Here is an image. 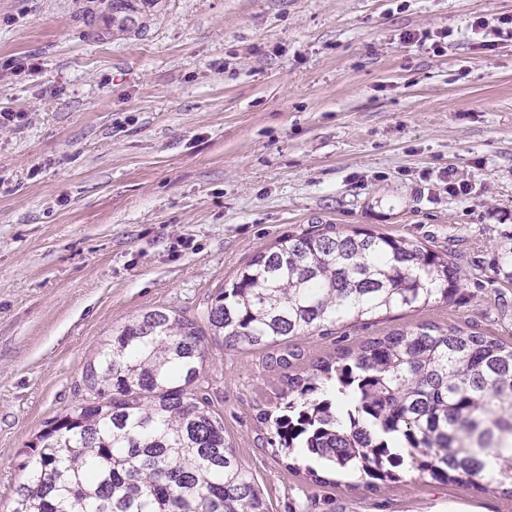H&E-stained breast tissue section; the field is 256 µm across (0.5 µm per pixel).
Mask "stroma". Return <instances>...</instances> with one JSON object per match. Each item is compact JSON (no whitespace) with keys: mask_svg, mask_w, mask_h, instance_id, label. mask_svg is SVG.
<instances>
[{"mask_svg":"<svg viewBox=\"0 0 512 512\" xmlns=\"http://www.w3.org/2000/svg\"><path fill=\"white\" fill-rule=\"evenodd\" d=\"M504 16L512 0H140L121 29L112 0H0V110L20 115L0 128V504L113 329L151 308L203 319L258 251L333 224L450 252L461 290L331 336L209 343L207 393L269 512H512L406 474L314 484L257 421L289 376L419 323L512 342Z\"/></svg>","mask_w":512,"mask_h":512,"instance_id":"1","label":"stroma"}]
</instances>
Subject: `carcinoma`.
I'll return each instance as SVG.
<instances>
[{"label": "carcinoma", "instance_id": "carcinoma-1", "mask_svg": "<svg viewBox=\"0 0 512 512\" xmlns=\"http://www.w3.org/2000/svg\"><path fill=\"white\" fill-rule=\"evenodd\" d=\"M134 0H112L122 26ZM448 254L404 237L309 229L280 238L210 297L206 327L153 308L113 330L78 398L22 451L8 512H268L203 394L208 340L285 337L416 310L458 294ZM287 467L316 484L451 481L512 496V344L420 323L288 377L260 415ZM302 458L308 465L297 464Z\"/></svg>", "mask_w": 512, "mask_h": 512}]
</instances>
